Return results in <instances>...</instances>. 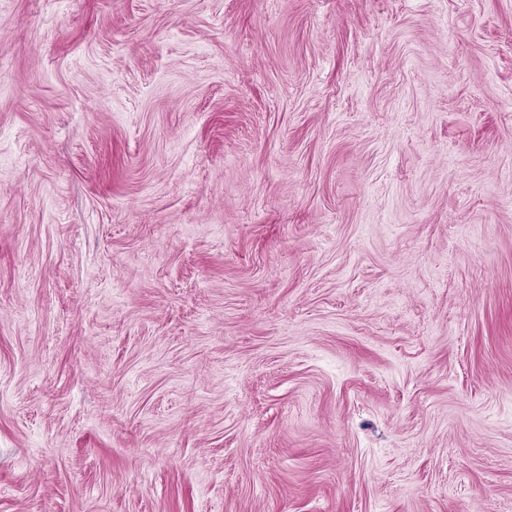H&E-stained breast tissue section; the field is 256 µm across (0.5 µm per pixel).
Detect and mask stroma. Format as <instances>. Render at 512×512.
I'll use <instances>...</instances> for the list:
<instances>
[{"label":"stroma","instance_id":"obj_1","mask_svg":"<svg viewBox=\"0 0 512 512\" xmlns=\"http://www.w3.org/2000/svg\"><path fill=\"white\" fill-rule=\"evenodd\" d=\"M0 512H512V0H0Z\"/></svg>","mask_w":512,"mask_h":512}]
</instances>
